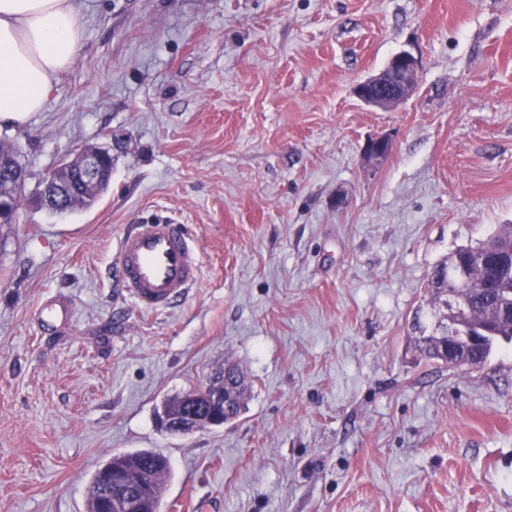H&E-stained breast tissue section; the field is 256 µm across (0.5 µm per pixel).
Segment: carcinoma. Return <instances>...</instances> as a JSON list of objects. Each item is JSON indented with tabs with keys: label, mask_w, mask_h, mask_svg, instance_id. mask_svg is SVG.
Here are the masks:
<instances>
[{
	"label": "carcinoma",
	"mask_w": 512,
	"mask_h": 512,
	"mask_svg": "<svg viewBox=\"0 0 512 512\" xmlns=\"http://www.w3.org/2000/svg\"><path fill=\"white\" fill-rule=\"evenodd\" d=\"M98 195L91 189L76 191V197L56 203L55 210L59 212L87 209L97 200ZM483 246L460 248L450 256L438 261L427 276L425 293L428 295L427 307L429 317H434L441 306L448 304V288L450 273L459 263H467L471 267V277L468 286L458 291V297L470 303L468 320L474 327L488 330L493 337L487 345H469L460 340L457 342L459 356L467 365L484 363L493 346L501 342V338L512 343V293H498V289L512 290V278L496 281L488 270L480 266V250ZM413 326L418 328L419 336L415 337V348L425 359L435 360L444 364L448 360L443 348L448 345L450 332L447 326L438 324L427 329L423 327L421 315L415 314ZM225 393L234 412L232 418H237L241 412L242 399L246 388L243 374L233 365L224 368ZM113 467H119L138 476L145 487L149 499L161 503L163 491L170 469L168 461L162 455L151 450L110 456L97 470L91 482V494L87 512H103L101 496V473Z\"/></svg>",
	"instance_id": "cac0c4a2"
}]
</instances>
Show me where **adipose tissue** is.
I'll return each instance as SVG.
<instances>
[{
	"label": "adipose tissue",
	"mask_w": 512,
	"mask_h": 512,
	"mask_svg": "<svg viewBox=\"0 0 512 512\" xmlns=\"http://www.w3.org/2000/svg\"><path fill=\"white\" fill-rule=\"evenodd\" d=\"M80 20L70 0H0V125H25L74 63Z\"/></svg>",
	"instance_id": "1"
}]
</instances>
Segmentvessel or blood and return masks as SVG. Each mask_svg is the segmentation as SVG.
<instances>
[{
  "mask_svg": "<svg viewBox=\"0 0 512 512\" xmlns=\"http://www.w3.org/2000/svg\"><path fill=\"white\" fill-rule=\"evenodd\" d=\"M115 269L129 299L147 312L180 305L202 276L200 252L187 226L157 216L123 228L116 244ZM72 316L69 301L60 295L47 297L34 314L45 330L68 324Z\"/></svg>",
  "mask_w": 512,
  "mask_h": 512,
  "instance_id": "vessel-or-blood-1",
  "label": "vessel or blood"
}]
</instances>
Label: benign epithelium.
<instances>
[{
    "label": "benign epithelium",
    "instance_id": "benign-epithelium-1",
    "mask_svg": "<svg viewBox=\"0 0 512 512\" xmlns=\"http://www.w3.org/2000/svg\"><path fill=\"white\" fill-rule=\"evenodd\" d=\"M420 63L409 52L395 55L389 66L354 88L356 96L364 103L380 108L396 107L408 100L416 91ZM389 137L380 136L367 142L364 160L377 166L390 154ZM61 168L67 178L59 176V170L51 172L44 180L41 191L47 209L54 208L55 200L73 195L76 187L86 183L107 186L112 180V155L105 151L81 150L73 158L64 161ZM13 178L17 188L24 187L23 177L12 158L0 157V174ZM190 409L178 415L161 414L159 427L174 436H186L206 427L222 426L228 412L224 401V376H210L204 383L182 396ZM107 512H141V495L134 479L112 476V486L106 489Z\"/></svg>",
    "mask_w": 512,
    "mask_h": 512
}]
</instances>
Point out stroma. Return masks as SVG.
<instances>
[{
    "label": "stroma",
    "instance_id": "stroma-1",
    "mask_svg": "<svg viewBox=\"0 0 512 512\" xmlns=\"http://www.w3.org/2000/svg\"><path fill=\"white\" fill-rule=\"evenodd\" d=\"M74 64L26 125L0 224V512H86L113 454L152 449L162 512H512V345L421 359L432 267L512 224V0H73ZM420 61L394 109L354 87ZM388 136L378 167L367 142ZM112 149L89 209L37 203ZM188 224L202 278L150 313L112 274L124 225ZM62 292L74 317L42 333ZM237 365L244 409L186 437L164 398ZM1 173L12 177L14 180L16 188L13 190L9 189L6 184L0 183V194L8 197V199L4 201V204L9 210L13 211L15 215L19 209L22 194V189L17 188H23L25 183L23 182V177L17 163L12 158H1L0 156V176Z\"/></svg>",
    "mask_w": 512,
    "mask_h": 512
}]
</instances>
